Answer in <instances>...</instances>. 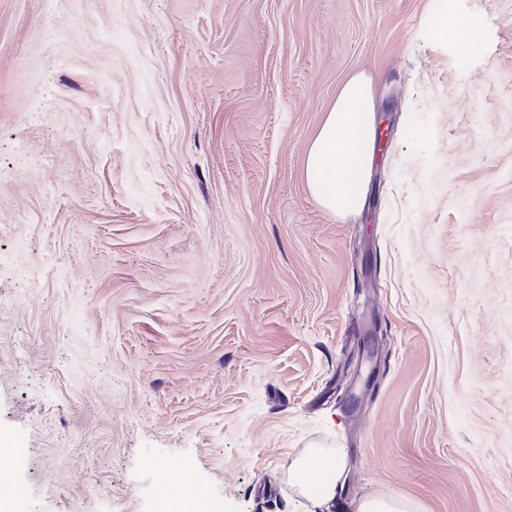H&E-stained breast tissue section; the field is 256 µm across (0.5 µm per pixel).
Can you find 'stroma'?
Instances as JSON below:
<instances>
[{"label": "stroma", "mask_w": 512, "mask_h": 512, "mask_svg": "<svg viewBox=\"0 0 512 512\" xmlns=\"http://www.w3.org/2000/svg\"><path fill=\"white\" fill-rule=\"evenodd\" d=\"M436 3L0 0V512H313V443L330 512H512V0H450L466 45ZM354 74L339 217L303 160ZM479 28L480 22L477 19L460 18L448 7L447 0H439L426 30L428 37L435 42L467 44L474 39ZM374 91L362 74L350 77L330 103L304 158L309 193L328 213L363 208L366 176L374 153ZM343 457L340 448H306L288 469V486L315 510H328L344 489ZM355 510V512H414L416 506L401 496H382L360 500Z\"/></svg>", "instance_id": "obj_1"}]
</instances>
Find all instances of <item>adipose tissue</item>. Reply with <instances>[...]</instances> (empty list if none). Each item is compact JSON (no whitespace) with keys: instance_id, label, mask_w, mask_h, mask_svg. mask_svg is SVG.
I'll return each mask as SVG.
<instances>
[{"instance_id":"obj_1","label":"adipose tissue","mask_w":512,"mask_h":512,"mask_svg":"<svg viewBox=\"0 0 512 512\" xmlns=\"http://www.w3.org/2000/svg\"><path fill=\"white\" fill-rule=\"evenodd\" d=\"M480 28L477 19L458 17L448 0L439 5L427 26L438 43L471 42ZM374 91L364 75L350 77L330 103L304 158L309 193L328 213L342 216L365 204L366 176L374 153ZM288 484L318 512H326L345 485L343 452L338 448H308L288 469Z\"/></svg>"}]
</instances>
